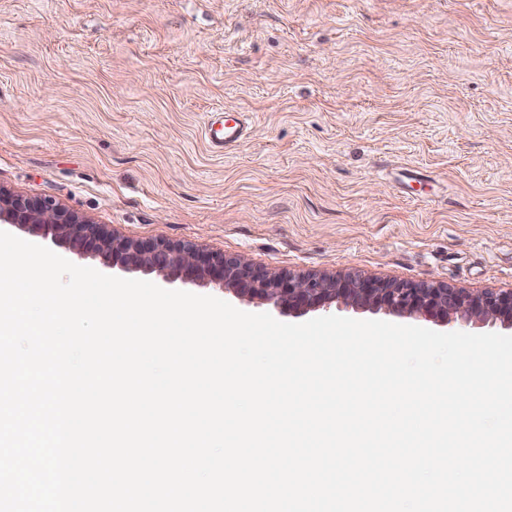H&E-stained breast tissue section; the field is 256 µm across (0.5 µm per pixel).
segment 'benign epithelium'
<instances>
[{
  "label": "benign epithelium",
  "instance_id": "7a95c632",
  "mask_svg": "<svg viewBox=\"0 0 512 512\" xmlns=\"http://www.w3.org/2000/svg\"><path fill=\"white\" fill-rule=\"evenodd\" d=\"M0 223L66 243L79 258L99 256L114 268L156 273L187 284L215 285L257 298L282 312H304L342 301L355 309L459 323L512 328V288L470 292L441 282H397L356 272L271 273L243 259L189 243L134 240L89 224L50 198L0 191Z\"/></svg>",
  "mask_w": 512,
  "mask_h": 512
}]
</instances>
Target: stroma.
Masks as SVG:
<instances>
[{
  "label": "stroma",
  "mask_w": 512,
  "mask_h": 512,
  "mask_svg": "<svg viewBox=\"0 0 512 512\" xmlns=\"http://www.w3.org/2000/svg\"><path fill=\"white\" fill-rule=\"evenodd\" d=\"M0 189L269 271L512 288V0H0ZM232 115H225L223 121L209 119L205 125V135L213 149L229 151L235 149L245 141L250 134V123L245 113L237 111Z\"/></svg>",
  "instance_id": "obj_1"
}]
</instances>
